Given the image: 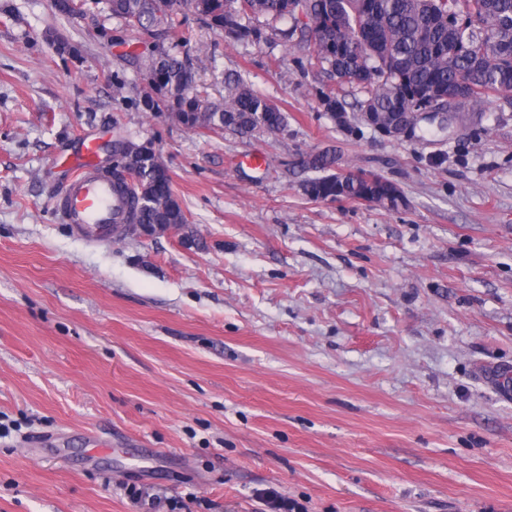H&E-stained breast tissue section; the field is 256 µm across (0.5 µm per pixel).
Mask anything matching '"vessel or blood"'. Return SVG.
Here are the masks:
<instances>
[{"label": "vessel or blood", "instance_id": "1", "mask_svg": "<svg viewBox=\"0 0 512 512\" xmlns=\"http://www.w3.org/2000/svg\"><path fill=\"white\" fill-rule=\"evenodd\" d=\"M97 159V144L86 143L71 161L70 183L55 205L72 232L95 241L117 231L124 219V202L115 195L111 178L98 173Z\"/></svg>", "mask_w": 512, "mask_h": 512}]
</instances>
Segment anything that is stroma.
Segmentation results:
<instances>
[{
    "mask_svg": "<svg viewBox=\"0 0 512 512\" xmlns=\"http://www.w3.org/2000/svg\"><path fill=\"white\" fill-rule=\"evenodd\" d=\"M187 25L200 89L242 76L284 130L151 117L138 31L0 0V512H512V102L389 138L323 112L281 33ZM87 140L104 170L152 142L192 245L76 237L54 201ZM325 150L402 206L310 199Z\"/></svg>",
    "mask_w": 512,
    "mask_h": 512,
    "instance_id": "35a3bbf8",
    "label": "stroma"
}]
</instances>
